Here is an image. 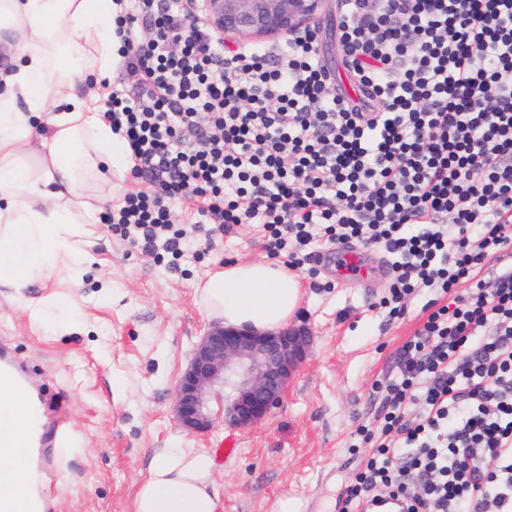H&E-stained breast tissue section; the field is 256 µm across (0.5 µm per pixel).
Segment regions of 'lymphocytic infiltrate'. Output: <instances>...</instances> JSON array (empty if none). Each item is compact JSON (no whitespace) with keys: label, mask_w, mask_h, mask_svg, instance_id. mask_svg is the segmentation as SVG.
Returning a JSON list of instances; mask_svg holds the SVG:
<instances>
[{"label":"lymphocytic infiltrate","mask_w":512,"mask_h":512,"mask_svg":"<svg viewBox=\"0 0 512 512\" xmlns=\"http://www.w3.org/2000/svg\"><path fill=\"white\" fill-rule=\"evenodd\" d=\"M134 90L104 118L152 181L104 215L145 251L181 259L172 221L261 224L301 268L315 238L393 258L389 301L455 293L400 353L381 433L350 501L406 512H512V0H339L337 42L360 92L336 88L318 35L276 55L226 51L186 0H116ZM498 265L481 272L488 256ZM421 389L425 412L407 416Z\"/></svg>","instance_id":"obj_1"}]
</instances>
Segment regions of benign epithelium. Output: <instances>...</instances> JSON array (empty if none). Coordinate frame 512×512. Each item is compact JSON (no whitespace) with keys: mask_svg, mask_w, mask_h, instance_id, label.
<instances>
[{"mask_svg":"<svg viewBox=\"0 0 512 512\" xmlns=\"http://www.w3.org/2000/svg\"><path fill=\"white\" fill-rule=\"evenodd\" d=\"M201 19L224 42L241 44L286 37L325 12L329 0H200ZM313 338L289 324L275 331L214 324L194 346L174 391L178 424L194 434L217 418L237 429L265 419L305 360ZM222 403L221 413L213 402Z\"/></svg>","mask_w":512,"mask_h":512,"instance_id":"benign-epithelium-1","label":"benign epithelium"}]
</instances>
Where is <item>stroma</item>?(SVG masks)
<instances>
[{"label":"stroma","mask_w":512,"mask_h":512,"mask_svg":"<svg viewBox=\"0 0 512 512\" xmlns=\"http://www.w3.org/2000/svg\"><path fill=\"white\" fill-rule=\"evenodd\" d=\"M338 14L328 8L314 24L321 58L342 86H351L336 47ZM186 225L200 251L170 265L132 246L110 225H93L88 256L78 268L39 277L21 289L0 286V338L47 398L66 409L71 434L55 449L46 480L52 512H132L137 487L158 448L216 451L227 434L238 450L218 460L215 486L221 512H342L379 445L388 383L399 374L398 354L413 341L430 302L449 297L420 287L390 315L384 303L391 276L369 284L329 272L325 244L312 248L299 276L303 297L292 319L307 325L314 344L271 416L245 430L216 423L205 435L184 431L173 413L177 379L209 321L196 286L227 262L267 259L264 230L245 224L232 232ZM64 301L50 324L24 306Z\"/></svg>","instance_id":"35a3bbf8"}]
</instances>
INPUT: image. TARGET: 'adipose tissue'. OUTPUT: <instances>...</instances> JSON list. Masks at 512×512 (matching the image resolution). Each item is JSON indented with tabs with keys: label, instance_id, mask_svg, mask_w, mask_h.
I'll list each match as a JSON object with an SVG mask.
<instances>
[{
	"label": "adipose tissue",
	"instance_id": "adipose-tissue-1",
	"mask_svg": "<svg viewBox=\"0 0 512 512\" xmlns=\"http://www.w3.org/2000/svg\"><path fill=\"white\" fill-rule=\"evenodd\" d=\"M114 0H7L0 28L19 50L0 77V285L26 287L37 273L77 261L87 225L97 223L120 185L89 193L103 171L129 173L119 134L82 95L90 79L121 60ZM49 136L33 143L36 126ZM208 318L259 331L296 311L298 274L275 261L229 262L197 290ZM214 454L195 448L155 452L134 512H218Z\"/></svg>",
	"mask_w": 512,
	"mask_h": 512
}]
</instances>
